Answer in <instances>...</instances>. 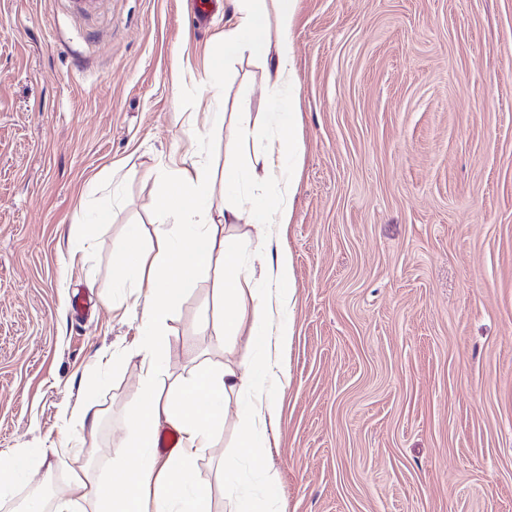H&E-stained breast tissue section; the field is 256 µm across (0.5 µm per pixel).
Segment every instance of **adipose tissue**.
Instances as JSON below:
<instances>
[{
  "label": "adipose tissue",
  "instance_id": "adipose-tissue-1",
  "mask_svg": "<svg viewBox=\"0 0 512 512\" xmlns=\"http://www.w3.org/2000/svg\"><path fill=\"white\" fill-rule=\"evenodd\" d=\"M232 18L224 30V58L213 61L219 70L222 61L248 54L260 59L266 78L275 90L268 102L265 120L278 126L282 135L271 145L264 159L246 160L242 147L255 128L248 101H241L233 117L206 107L204 126L225 127L224 209L213 216L208 193L212 184L210 169L194 161L178 169L167 183L163 206L169 218L160 229L155 245L144 248L136 235H129L127 246L116 266L113 287L132 288L142 293V329L147 338L139 377L140 403L128 420V432L137 451L134 456L117 455L112 469L126 483L119 501H112L108 489L98 498L112 502V512H206L208 493L198 482L194 465L209 448L216 428L229 406L251 425L239 444L240 457L255 459L262 443L254 429L262 422L261 408L244 402L249 393L267 388L265 361L271 345L267 329L274 314L282 312L290 296L282 284L289 277L290 261L277 252L266 277L279 282L276 290L249 288L234 271L240 260L239 241L218 237L216 220L226 226L237 224H288L293 218L291 199L295 178L284 164L293 152L292 124L298 111L295 89V55L290 37L295 0H229ZM223 267L224 327L233 333L248 331L250 351L239 368L221 372L203 370L180 382V401L162 397L154 384L155 354L158 341L175 300L170 283L188 280L199 272ZM168 425L181 435L179 451L161 459L152 452L160 425Z\"/></svg>",
  "mask_w": 512,
  "mask_h": 512
}]
</instances>
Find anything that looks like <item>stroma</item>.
Masks as SVG:
<instances>
[{
	"label": "stroma",
	"instance_id": "35a3bbf8",
	"mask_svg": "<svg viewBox=\"0 0 512 512\" xmlns=\"http://www.w3.org/2000/svg\"><path fill=\"white\" fill-rule=\"evenodd\" d=\"M223 33L192 0H0V456L28 457L0 512L76 470L109 482L127 449L143 304L113 258L129 227L154 243L194 138L223 205L202 103L267 109L260 60L210 76ZM292 41L294 219L230 230L242 269L268 262L263 236L292 258L262 450L277 506L512 512V0H296ZM223 288L220 267L179 284L159 390L247 352ZM245 427L229 411L196 461L209 512L234 506Z\"/></svg>",
	"mask_w": 512,
	"mask_h": 512
}]
</instances>
